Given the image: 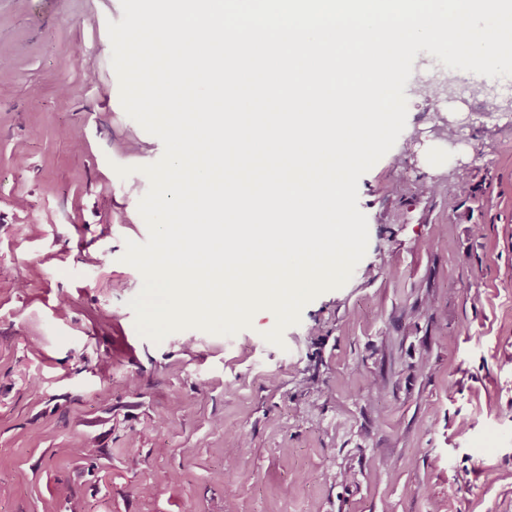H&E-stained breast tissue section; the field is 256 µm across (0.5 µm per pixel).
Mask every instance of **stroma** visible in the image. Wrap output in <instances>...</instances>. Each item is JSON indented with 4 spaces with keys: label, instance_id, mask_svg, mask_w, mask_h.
Returning a JSON list of instances; mask_svg holds the SVG:
<instances>
[{
    "label": "stroma",
    "instance_id": "obj_1",
    "mask_svg": "<svg viewBox=\"0 0 512 512\" xmlns=\"http://www.w3.org/2000/svg\"><path fill=\"white\" fill-rule=\"evenodd\" d=\"M120 0H0V512H512V107L415 79L359 182L364 258L282 332L140 336L124 262L144 166L108 21Z\"/></svg>",
    "mask_w": 512,
    "mask_h": 512
}]
</instances>
